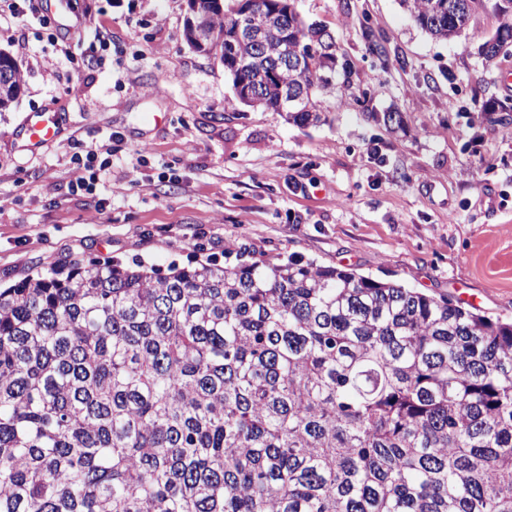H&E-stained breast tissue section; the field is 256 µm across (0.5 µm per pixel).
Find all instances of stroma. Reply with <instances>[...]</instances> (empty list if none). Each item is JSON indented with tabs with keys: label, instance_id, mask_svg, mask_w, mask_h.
I'll return each mask as SVG.
<instances>
[{
	"label": "stroma",
	"instance_id": "35a3bbf8",
	"mask_svg": "<svg viewBox=\"0 0 512 512\" xmlns=\"http://www.w3.org/2000/svg\"><path fill=\"white\" fill-rule=\"evenodd\" d=\"M351 66L308 127L240 104L231 77L184 38L188 0H75L57 29L0 13V50L24 83L0 114V287L55 267L117 261L168 271L249 247L295 255L512 320V55L486 69L475 40L431 39L399 0H300ZM105 60L76 66L61 34ZM64 115L35 152L16 131L32 112ZM398 112L400 129L380 114ZM157 121H149V114ZM112 141L93 191H73L74 142Z\"/></svg>",
	"mask_w": 512,
	"mask_h": 512
}]
</instances>
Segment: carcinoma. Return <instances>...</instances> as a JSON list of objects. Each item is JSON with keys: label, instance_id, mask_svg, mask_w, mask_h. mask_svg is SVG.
<instances>
[{"label": "carcinoma", "instance_id": "cac0c4a2", "mask_svg": "<svg viewBox=\"0 0 512 512\" xmlns=\"http://www.w3.org/2000/svg\"><path fill=\"white\" fill-rule=\"evenodd\" d=\"M248 106L305 127L338 61L296 0H192ZM453 40L497 17L486 68L512 54V0H399ZM302 56L285 58L281 45ZM23 75L0 51V112ZM300 95L287 108L282 95ZM0 512H512V322L296 256L41 272L0 290ZM259 0L242 2V11L236 22V33L239 40H249L256 37L255 20L259 15Z\"/></svg>", "mask_w": 512, "mask_h": 512}]
</instances>
